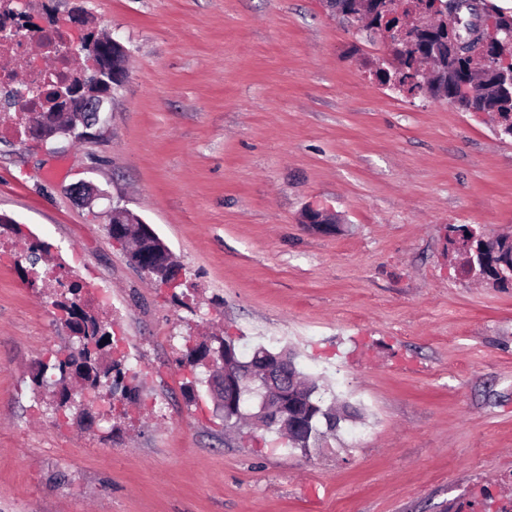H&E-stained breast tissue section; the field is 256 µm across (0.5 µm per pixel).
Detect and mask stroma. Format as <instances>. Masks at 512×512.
<instances>
[{"label":"stroma","instance_id":"1","mask_svg":"<svg viewBox=\"0 0 512 512\" xmlns=\"http://www.w3.org/2000/svg\"><path fill=\"white\" fill-rule=\"evenodd\" d=\"M44 3L71 63L81 11L128 77L92 141L0 139V512H512V286L461 275L444 239L512 234V139L380 83L362 61L390 68L386 38L324 0ZM116 206L179 289L112 242ZM33 242L95 288L139 389L114 423L55 408L39 368L71 333L18 270ZM210 334L288 347L363 419L307 456L226 431L182 392L185 343ZM139 221V224L142 227V232L145 236L146 249L143 251L142 255H129L131 257V263L141 269L145 265L144 257L150 256L152 259L150 269L157 270L160 275H166L167 281L170 285L176 284L179 280V271L176 266L171 264V257L168 248L166 249L163 242L157 243L158 248H156L154 246L153 238L157 235L148 224H145L141 219H139Z\"/></svg>","mask_w":512,"mask_h":512}]
</instances>
